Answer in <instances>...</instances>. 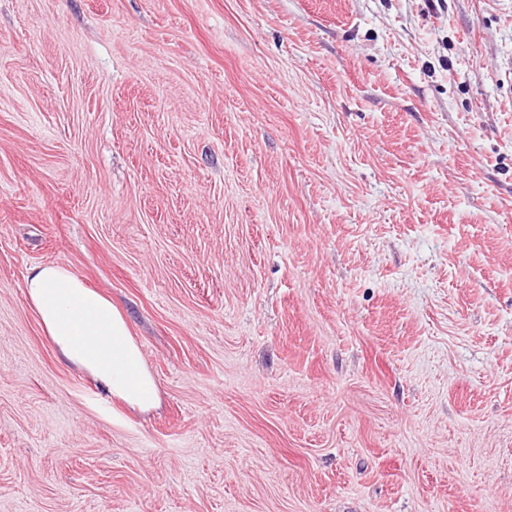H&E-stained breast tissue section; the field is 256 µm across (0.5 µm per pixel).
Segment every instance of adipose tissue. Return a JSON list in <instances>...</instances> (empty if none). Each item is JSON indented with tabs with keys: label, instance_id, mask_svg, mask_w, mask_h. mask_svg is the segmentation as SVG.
Listing matches in <instances>:
<instances>
[{
	"label": "adipose tissue",
	"instance_id": "obj_1",
	"mask_svg": "<svg viewBox=\"0 0 512 512\" xmlns=\"http://www.w3.org/2000/svg\"><path fill=\"white\" fill-rule=\"evenodd\" d=\"M42 326L61 355L85 370L109 395L140 410L158 401L129 324L112 302L69 268L32 267L24 283Z\"/></svg>",
	"mask_w": 512,
	"mask_h": 512
}]
</instances>
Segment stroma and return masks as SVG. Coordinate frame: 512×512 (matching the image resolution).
Listing matches in <instances>:
<instances>
[{"mask_svg": "<svg viewBox=\"0 0 512 512\" xmlns=\"http://www.w3.org/2000/svg\"><path fill=\"white\" fill-rule=\"evenodd\" d=\"M0 512H512V0H0ZM24 288L61 355L85 370L109 395L140 410L158 401L140 346L112 302L88 288L69 268L32 267Z\"/></svg>", "mask_w": 512, "mask_h": 512, "instance_id": "stroma-1", "label": "stroma"}]
</instances>
